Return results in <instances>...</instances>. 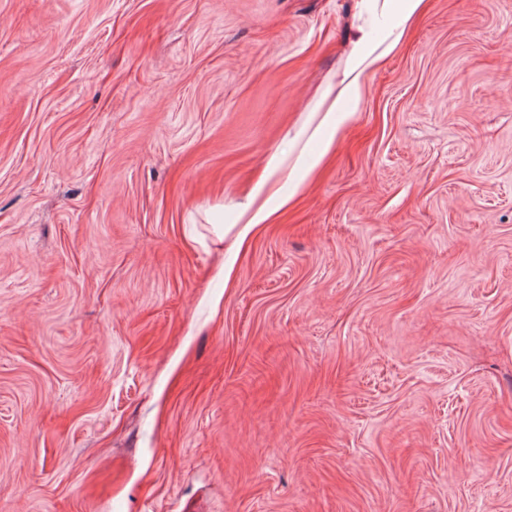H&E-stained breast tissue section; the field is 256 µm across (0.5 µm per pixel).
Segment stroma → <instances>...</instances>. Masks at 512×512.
I'll return each instance as SVG.
<instances>
[{
    "label": "stroma",
    "instance_id": "1",
    "mask_svg": "<svg viewBox=\"0 0 512 512\" xmlns=\"http://www.w3.org/2000/svg\"><path fill=\"white\" fill-rule=\"evenodd\" d=\"M353 23L0 0V512H512V0H430L218 271ZM269 187L268 190L275 195L278 191L274 190L273 185H269L266 181L262 182L256 189L255 193L243 207L242 214L247 213L248 218L245 224H230L228 228L222 227L215 233V237L219 242L231 235L232 242L229 251L232 256H237L249 244L250 240L264 230L266 225L271 221L274 214L273 210L267 207L266 201L258 202V196L262 191Z\"/></svg>",
    "mask_w": 512,
    "mask_h": 512
}]
</instances>
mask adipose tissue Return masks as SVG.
Masks as SVG:
<instances>
[{
  "label": "adipose tissue",
  "mask_w": 512,
  "mask_h": 512,
  "mask_svg": "<svg viewBox=\"0 0 512 512\" xmlns=\"http://www.w3.org/2000/svg\"><path fill=\"white\" fill-rule=\"evenodd\" d=\"M428 0H357L361 20L346 45L340 73L321 93L323 111L313 131L299 129V136H312L320 148L309 156H297L296 167L312 173L334 148L338 135L351 124L357 105L367 92V80L403 42L409 23L426 10ZM246 223L216 231L217 240H230V252L241 253L250 240L264 230L273 212L266 203L250 198L243 207ZM224 263L225 276H232L234 262Z\"/></svg>",
  "instance_id": "adipose-tissue-1"
}]
</instances>
